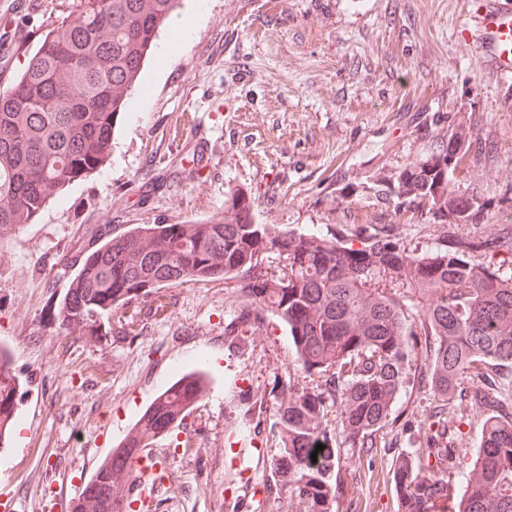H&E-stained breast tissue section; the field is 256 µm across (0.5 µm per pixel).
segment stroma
<instances>
[{
	"instance_id": "1",
	"label": "stroma",
	"mask_w": 512,
	"mask_h": 512,
	"mask_svg": "<svg viewBox=\"0 0 512 512\" xmlns=\"http://www.w3.org/2000/svg\"><path fill=\"white\" fill-rule=\"evenodd\" d=\"M65 0H0L8 34H23L0 56V89L21 70L45 27L60 26ZM194 39L170 54L151 51L134 101L114 132L103 167L53 198L33 223L0 245V349L21 383L14 436L22 450H0V512H32L46 475L84 483L92 448L119 440L177 376L212 374L215 387L193 412L201 436L173 431L153 444L155 467L140 479L156 490L157 512H216L214 488L239 483L230 442L252 448L250 512H288V489L271 465L279 452L274 386L323 387L294 361L288 331L271 315L253 323L246 300L223 282L195 280L167 289L150 315L136 300L114 312L133 333L87 347L59 327L54 303L69 285L64 264L101 243L104 228L193 224L222 215L230 191H247L259 224H281L368 242L391 224L423 251L473 238L482 258L512 273V80L491 77L465 46L480 0H208ZM458 137L449 183L484 210L468 224H438L390 191L405 167ZM490 144L479 157L472 143ZM183 340L171 344L172 324ZM211 342L197 341V334ZM489 409L467 398L442 404L423 363L407 372L388 424L372 447L345 445L336 404L323 422L348 457L339 478L359 494V512H399L391 477L410 452L428 461L427 436L457 431L449 477L468 471Z\"/></svg>"
}]
</instances>
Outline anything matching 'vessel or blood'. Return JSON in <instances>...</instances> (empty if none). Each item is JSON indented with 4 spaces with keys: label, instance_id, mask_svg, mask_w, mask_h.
Segmentation results:
<instances>
[{
    "label": "vessel or blood",
    "instance_id": "b4317fda",
    "mask_svg": "<svg viewBox=\"0 0 512 512\" xmlns=\"http://www.w3.org/2000/svg\"><path fill=\"white\" fill-rule=\"evenodd\" d=\"M469 31L470 45L484 59L488 68L501 79L512 78V0H482L473 15ZM213 381L208 375H191L184 381L181 400L172 403L167 409L166 427H154L147 421H140L129 427L123 434L126 443L140 445L154 443L166 433L167 428L184 426L193 408L211 392ZM117 451L112 447L102 448L97 466H109L111 482L109 496L116 512H126L129 500L135 494L134 478L136 461L116 462ZM61 512H101L96 501L76 485L56 500Z\"/></svg>",
    "mask_w": 512,
    "mask_h": 512
}]
</instances>
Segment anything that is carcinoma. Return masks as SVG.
<instances>
[{
  "label": "carcinoma",
  "instance_id": "cac0c4a2",
  "mask_svg": "<svg viewBox=\"0 0 512 512\" xmlns=\"http://www.w3.org/2000/svg\"><path fill=\"white\" fill-rule=\"evenodd\" d=\"M178 0H68L65 24L46 30L24 68L0 92V230L32 223L70 183L107 160L117 119L158 30ZM457 146L402 170L393 193L429 207L440 224H465L480 211L473 198L448 191ZM251 196L235 191L224 216L195 224H139L114 232L70 278L56 306L60 326L91 330L133 299L163 306L161 289L192 279H218L288 329L297 361L326 376L320 392L284 387L276 399L280 451L276 474L288 472V505L331 512L339 497L341 457L322 427L335 398L346 440L373 444L387 423L425 343L431 390L446 402L468 396L467 379L512 369V274L478 258L480 245L419 252L391 228L360 248L336 238L297 233L253 220ZM278 256L279 275L252 268ZM420 300L409 312V296ZM19 379L0 359V404L17 401ZM324 449L315 451L317 445ZM317 454V461L311 454ZM401 512H512V409L491 413L473 468L451 482L407 454L393 469Z\"/></svg>",
  "mask_w": 512,
  "mask_h": 512
}]
</instances>
